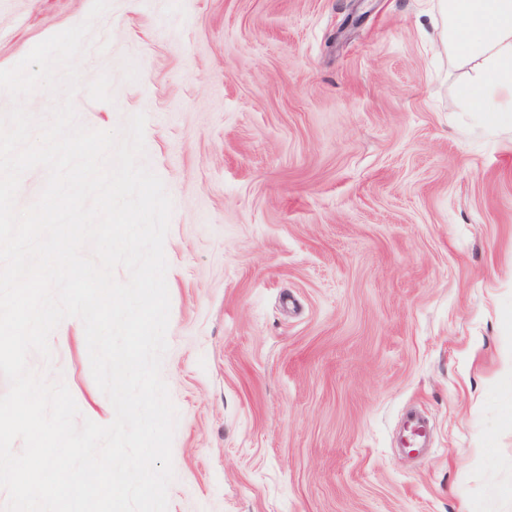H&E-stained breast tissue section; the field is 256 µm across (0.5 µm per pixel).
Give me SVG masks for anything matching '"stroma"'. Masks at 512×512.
Listing matches in <instances>:
<instances>
[{"mask_svg": "<svg viewBox=\"0 0 512 512\" xmlns=\"http://www.w3.org/2000/svg\"><path fill=\"white\" fill-rule=\"evenodd\" d=\"M92 0H0V69ZM436 0H111L81 123L145 114L173 202L168 512H512V136L454 106ZM114 418L81 320L49 337ZM433 425L400 454L401 415Z\"/></svg>", "mask_w": 512, "mask_h": 512, "instance_id": "stroma-1", "label": "stroma"}]
</instances>
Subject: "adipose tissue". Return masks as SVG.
<instances>
[{
    "mask_svg": "<svg viewBox=\"0 0 512 512\" xmlns=\"http://www.w3.org/2000/svg\"><path fill=\"white\" fill-rule=\"evenodd\" d=\"M435 22L441 43L477 63V77L461 85L457 103L487 127L512 131V103L496 94L512 90V0H437Z\"/></svg>",
    "mask_w": 512,
    "mask_h": 512,
    "instance_id": "obj_1",
    "label": "adipose tissue"
}]
</instances>
